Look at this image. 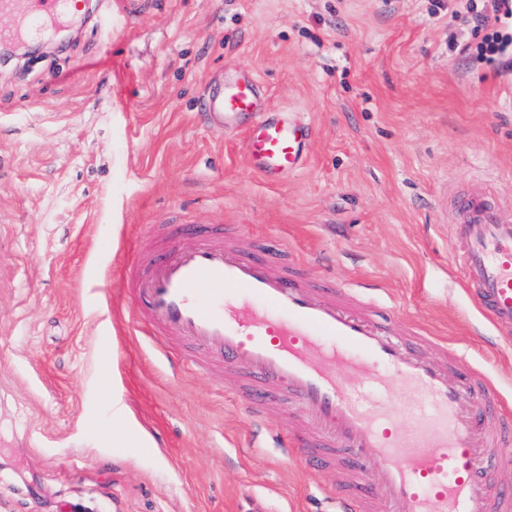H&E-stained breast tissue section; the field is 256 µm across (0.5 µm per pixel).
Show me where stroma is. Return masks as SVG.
I'll use <instances>...</instances> for the list:
<instances>
[{
    "instance_id": "stroma-1",
    "label": "stroma",
    "mask_w": 512,
    "mask_h": 512,
    "mask_svg": "<svg viewBox=\"0 0 512 512\" xmlns=\"http://www.w3.org/2000/svg\"><path fill=\"white\" fill-rule=\"evenodd\" d=\"M91 0L64 41L0 67V512H331L334 471L271 439L307 422L239 404L237 376L132 318L149 224H207L245 254L287 241L311 286L384 282L374 315L464 352L512 411V335L450 274L455 200L512 217V77L451 50L454 0ZM255 71L315 127L270 184L202 110ZM146 445H112L119 422Z\"/></svg>"
}]
</instances>
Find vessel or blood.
<instances>
[{
    "label": "vessel or blood",
    "instance_id": "obj_1",
    "mask_svg": "<svg viewBox=\"0 0 512 512\" xmlns=\"http://www.w3.org/2000/svg\"><path fill=\"white\" fill-rule=\"evenodd\" d=\"M83 8V0H0L8 20L0 42L43 37ZM260 89L252 74L209 89L202 106L228 124L252 115L244 157L273 183L304 167L313 127L304 113L262 109ZM177 232L150 225L163 260L126 268L153 336L240 371L251 415L278 400L306 416L308 433L281 427L275 436L305 468L336 471V512H512V490L489 475L492 457L512 459V417L498 419L501 397L465 356L438 364L409 352L418 331L375 319L353 289L308 285L287 262V245L250 260L220 238L177 247ZM448 242L474 304L497 332L512 331V219L484 196L464 197ZM408 394L422 404L406 428L388 405Z\"/></svg>",
    "mask_w": 512,
    "mask_h": 512
}]
</instances>
